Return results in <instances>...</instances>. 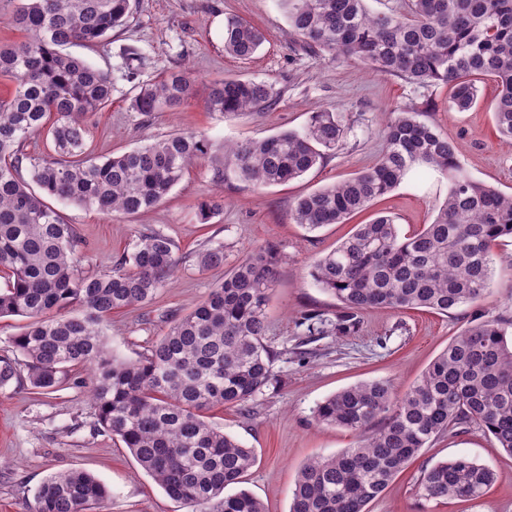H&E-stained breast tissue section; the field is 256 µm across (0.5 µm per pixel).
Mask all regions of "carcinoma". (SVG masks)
I'll return each mask as SVG.
<instances>
[{"label": "carcinoma", "mask_w": 512, "mask_h": 512, "mask_svg": "<svg viewBox=\"0 0 512 512\" xmlns=\"http://www.w3.org/2000/svg\"><path fill=\"white\" fill-rule=\"evenodd\" d=\"M278 2L308 49L420 87L443 84L450 107L460 112L476 104L477 83L494 81L496 128L512 138V0H409L403 13L373 12L366 0ZM132 13L133 0H18L13 22L27 37L0 47V76L13 83L10 96L0 100V317L27 319L9 339L24 363L0 357V388L24 367L34 389L53 392L65 368L92 366L94 429L118 437L166 495L199 512H265L244 489L224 494L242 482L256 456L210 424L205 412L242 407L273 380L274 353L264 337L278 249L266 246L241 260L138 360L123 361L107 351L103 325L114 312L148 303L166 284L177 262L175 244L160 231H142L111 270L84 273L77 268L73 225L45 200L139 214L160 204L190 165L211 158V143L194 131L104 160L87 152V118L108 105L112 80L64 48L98 46ZM264 41L255 26L225 18L226 53L247 59ZM193 84L190 70L170 71L137 84L130 108L150 117L183 103ZM280 101L268 81L224 78L211 83L207 110L246 115ZM42 133L56 157L34 160L37 193L17 169L25 143ZM344 134L339 113L318 110L300 130L224 145L214 174L221 180L232 167L257 187L289 182L321 164ZM384 140L372 167L298 199L295 223L310 231L343 224L416 166L448 176V197L419 231L403 235L393 218L379 216L357 225L313 264V283L339 304L331 323L339 335L355 332L358 314L368 309L448 314L478 301L488 288L491 244L512 237V194L471 177L448 134L402 108L387 123ZM223 208L221 196L202 201L201 221ZM197 262L203 269L224 265V245L204 249ZM325 323L307 314L297 326L304 336H321ZM315 418L357 433L359 441L301 468L289 512H367L422 448L463 424L481 427L512 456V345L500 320L472 323L404 396L395 397L387 382H361L325 398ZM495 478L493 468L474 459H449L424 471L420 497L478 499ZM107 494L85 470L59 472L37 489L34 512H89Z\"/></svg>", "instance_id": "carcinoma-1"}]
</instances>
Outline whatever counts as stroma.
<instances>
[{
  "mask_svg": "<svg viewBox=\"0 0 512 512\" xmlns=\"http://www.w3.org/2000/svg\"><path fill=\"white\" fill-rule=\"evenodd\" d=\"M234 15L265 35L248 59L224 51L223 25ZM137 51L138 61L127 59ZM70 54L108 71L112 99L88 117V145L94 156L108 157L177 131L204 134L213 152L224 144L261 139L288 129H301L311 112L326 108L339 113L348 133L342 145L303 177L256 187L226 170L213 178L210 162L193 165L155 208L135 215H106L75 205L62 206L79 234L80 268L103 272L130 252L139 235L155 229L176 246L178 264L167 285L143 306L112 313L106 326L110 352L134 361L191 312L223 281L226 270L260 248L273 245L283 256L267 307L265 344L275 352L269 385L246 408L217 407L211 423L254 449L255 465L243 489L260 499L266 512H289L292 491L302 466L353 447L356 433L317 424L316 405L345 387L372 380L390 382L403 396L434 359L476 315L503 319L512 339V238L492 243L487 294L477 303L441 314L426 309L398 312L368 310L358 330L348 336H302L296 323L308 313L335 319L338 303L316 287L310 270L315 260L351 235L356 225L379 215L394 218L401 233L431 223L448 195L446 176L423 167L413 169L389 194L344 224L308 232L295 224V201L318 188L352 177L379 159L383 129L397 108L420 112L460 145L459 160L475 179L503 193H512V139L496 130L493 82L480 86L479 101L469 111L449 108L444 85L418 87L395 77L367 74L363 66L329 52L312 53L289 32L277 0H136L127 25L90 49L69 46ZM191 69L193 92L180 106L144 117L130 108L134 81L149 82L163 73ZM224 77L273 83L281 104L257 115L215 118L206 108L209 87ZM220 195L223 210L202 222L198 206ZM223 244L224 265L200 269L197 255ZM93 372L70 371L56 392L40 394L28 381L0 389V512H33L34 493L50 475L70 469L92 473L110 491L95 512H191L171 500L109 433L93 428L88 391ZM467 456L489 464L497 481L480 499L455 498L420 503L418 483L438 462ZM369 512H512V456L498 448L491 435L471 424L437 436L389 484Z\"/></svg>",
  "mask_w": 512,
  "mask_h": 512,
  "instance_id": "1",
  "label": "stroma"
}]
</instances>
